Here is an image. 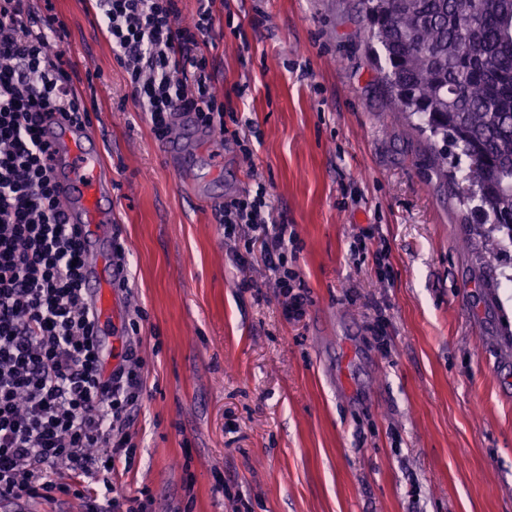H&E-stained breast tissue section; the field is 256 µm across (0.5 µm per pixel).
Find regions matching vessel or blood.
<instances>
[{
	"mask_svg": "<svg viewBox=\"0 0 512 512\" xmlns=\"http://www.w3.org/2000/svg\"><path fill=\"white\" fill-rule=\"evenodd\" d=\"M55 156L57 188L68 203L70 223L87 230L88 262L84 286L98 318L112 312L111 249L99 245V228L112 222V171L102 161L100 137L90 127L75 128L57 121L44 125Z\"/></svg>",
	"mask_w": 512,
	"mask_h": 512,
	"instance_id": "vessel-or-blood-1",
	"label": "vessel or blood"
}]
</instances>
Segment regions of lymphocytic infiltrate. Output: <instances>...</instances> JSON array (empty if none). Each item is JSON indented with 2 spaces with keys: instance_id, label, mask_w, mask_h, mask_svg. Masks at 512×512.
Wrapping results in <instances>:
<instances>
[{
  "instance_id": "f902f5d3",
  "label": "lymphocytic infiltrate",
  "mask_w": 512,
  "mask_h": 512,
  "mask_svg": "<svg viewBox=\"0 0 512 512\" xmlns=\"http://www.w3.org/2000/svg\"><path fill=\"white\" fill-rule=\"evenodd\" d=\"M97 2L113 57L156 138L182 112L228 134L201 49L224 0H198L188 23L177 0ZM65 35L64 22L32 11L30 0H0V498L60 494L82 500L87 512H149L148 491L130 496L113 480L136 454L129 428L144 390L140 346L128 343L120 363L105 369L83 288V229L67 221L38 130L45 112L89 121L73 73L50 45ZM270 210L260 183L225 202L219 221L228 237L248 228L241 263L260 249L295 318L306 295L288 266L294 237L269 221Z\"/></svg>"
}]
</instances>
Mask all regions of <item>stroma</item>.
<instances>
[{"label":"stroma","mask_w":512,"mask_h":512,"mask_svg":"<svg viewBox=\"0 0 512 512\" xmlns=\"http://www.w3.org/2000/svg\"><path fill=\"white\" fill-rule=\"evenodd\" d=\"M53 4L127 247L105 342L146 361L127 492L152 512H512V244L484 253L430 141L391 117L362 0H224L207 53L253 158L200 128L179 170L94 0ZM257 181L297 233L295 319L218 222Z\"/></svg>","instance_id":"1"}]
</instances>
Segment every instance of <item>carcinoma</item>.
Segmentation results:
<instances>
[{"mask_svg": "<svg viewBox=\"0 0 512 512\" xmlns=\"http://www.w3.org/2000/svg\"><path fill=\"white\" fill-rule=\"evenodd\" d=\"M382 48L395 109L467 160L462 182L482 187L473 208L492 255L512 243V0H363Z\"/></svg>", "mask_w": 512, "mask_h": 512, "instance_id": "cac0c4a2", "label": "carcinoma"}]
</instances>
